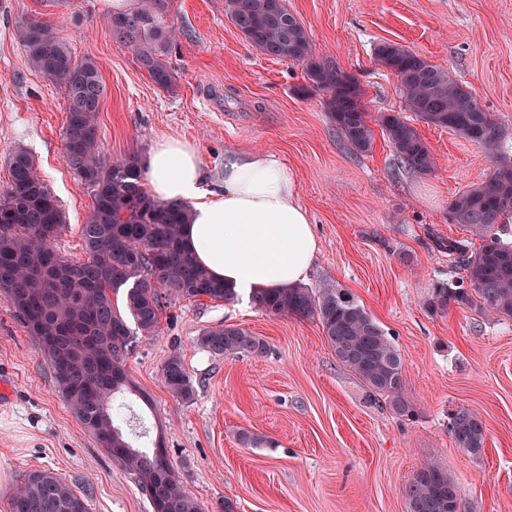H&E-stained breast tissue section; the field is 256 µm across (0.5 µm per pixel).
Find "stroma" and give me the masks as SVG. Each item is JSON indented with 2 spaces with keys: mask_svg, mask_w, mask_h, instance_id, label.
I'll use <instances>...</instances> for the list:
<instances>
[{
  "mask_svg": "<svg viewBox=\"0 0 512 512\" xmlns=\"http://www.w3.org/2000/svg\"><path fill=\"white\" fill-rule=\"evenodd\" d=\"M316 54L352 74L375 129L370 151L336 130L322 93L301 94L304 67L251 46L224 13V0H169L177 41L162 60L173 74L157 86L112 38L102 0H0V191L7 159L35 157L64 222L54 241L84 258L80 233L94 197L64 158L66 98L33 70L19 44L20 21L56 24L76 59L93 58L105 85L98 114L102 151L147 156L164 136L192 141L208 186L221 185L226 155L256 150L294 176L318 254L307 286L344 289L399 349L412 411L396 414L369 397L339 361L318 323L267 314L250 303L205 297L165 301L157 336L126 360L139 395L114 402L136 445L163 436L186 492L203 512H407L405 490L434 458L455 479L462 512H512V319L468 309L431 314L424 300L457 279L448 242L481 241L449 223L448 205L512 160V0H286ZM384 41L443 67L504 131L491 155L422 121L415 127L436 158L422 174L399 159L377 127L404 102L396 74L379 65ZM234 325L266 344L227 359L198 343L209 328ZM179 357L194 393L168 388L164 366ZM0 512L23 475L48 469L72 482L90 512H152L126 474L69 411L55 375L19 314L0 292ZM475 413L486 430L481 454L457 448L449 410ZM259 437L246 446L242 435Z\"/></svg>",
  "mask_w": 512,
  "mask_h": 512,
  "instance_id": "stroma-1",
  "label": "stroma"
}]
</instances>
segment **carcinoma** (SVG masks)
<instances>
[{
    "mask_svg": "<svg viewBox=\"0 0 512 512\" xmlns=\"http://www.w3.org/2000/svg\"><path fill=\"white\" fill-rule=\"evenodd\" d=\"M269 0H224V11L245 40L276 59L302 63L304 90L326 95L336 130L358 151L371 149L374 132L362 106L354 77L315 54L304 26L280 4ZM168 0H141L140 6L112 17V36L137 57L157 85H171V70L160 60L176 40L163 24ZM18 39L32 68L59 85L67 101L63 131L67 165L91 189L94 207L81 227L86 257H61L53 240L63 224L59 202L38 172L34 156L19 148L8 159L10 182L0 194V284L52 369L71 412L98 443L110 450L141 492L152 491V512H203L183 489L163 440L150 449L132 445L114 412L116 394L133 391L125 368L142 339L157 335L162 299L208 297L233 304L237 296L214 279L186 247L182 227L189 210L160 203L143 185L141 158H109L97 137V106L105 86L96 62L73 58L52 24L36 19L18 25ZM375 57L396 74L413 113L427 124L449 129L490 153L499 150L503 130L473 94L444 68L400 46L383 42ZM379 125L399 158L422 172L435 158L407 117L380 116ZM448 218L482 239L469 251L461 240H448V266L464 272L454 283H437L424 301L433 315L468 308L481 316L512 318V241L499 229L512 218V164L500 163L480 185L457 195ZM123 294L124 305L114 302ZM261 310L319 322L339 362L364 385L369 395L388 401L401 415L411 412L405 396L401 353L371 315L339 288L294 286L252 298ZM199 344L226 358L263 354L266 346L248 330L226 325L201 333ZM168 388L189 399L193 384L181 359L164 366ZM456 447L477 455L485 444L482 421L465 408L449 415ZM407 512H461L455 480L434 459L426 461L405 491ZM10 512H89L85 495L54 472L24 475Z\"/></svg>",
    "mask_w": 512,
    "mask_h": 512,
    "instance_id": "carcinoma-1",
    "label": "carcinoma"
}]
</instances>
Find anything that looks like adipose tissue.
Here are the masks:
<instances>
[{
	"label": "adipose tissue",
	"instance_id": "adipose-tissue-1",
	"mask_svg": "<svg viewBox=\"0 0 512 512\" xmlns=\"http://www.w3.org/2000/svg\"><path fill=\"white\" fill-rule=\"evenodd\" d=\"M149 195L191 211L185 238L198 263L239 300L306 280L318 242L296 183L275 157L258 151L224 159V187L209 189L196 147L158 139L145 164Z\"/></svg>",
	"mask_w": 512,
	"mask_h": 512
}]
</instances>
